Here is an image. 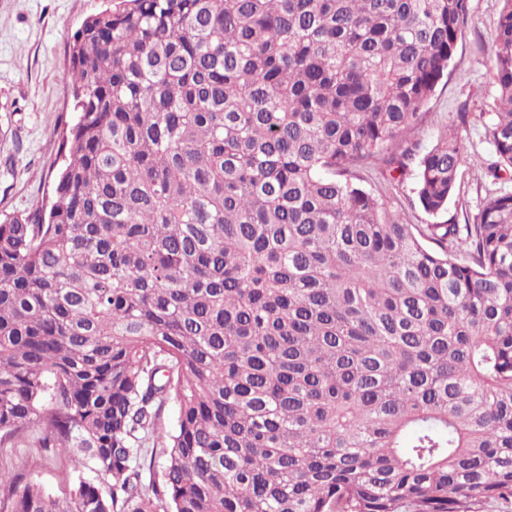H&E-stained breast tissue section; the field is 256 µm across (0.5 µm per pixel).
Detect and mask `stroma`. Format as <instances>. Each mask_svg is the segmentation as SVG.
<instances>
[{
  "label": "stroma",
  "instance_id": "obj_1",
  "mask_svg": "<svg viewBox=\"0 0 512 512\" xmlns=\"http://www.w3.org/2000/svg\"><path fill=\"white\" fill-rule=\"evenodd\" d=\"M104 6L105 0H0V221L27 215L54 195L60 144L75 119L69 44L82 22ZM502 6L503 0H470L471 21L449 76L425 105L412 139L420 154L440 131L459 128L466 159L460 189L448 202V214L459 224L472 223L487 194L512 193V170L496 178L488 172L496 156L486 136L499 96L487 59ZM366 185L389 196L405 223H432L416 201L412 176L399 181L378 166ZM0 470L33 476L54 491L73 477L65 457L41 448H0Z\"/></svg>",
  "mask_w": 512,
  "mask_h": 512
}]
</instances>
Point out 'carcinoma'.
Returning a JSON list of instances; mask_svg holds the SVG:
<instances>
[{"mask_svg":"<svg viewBox=\"0 0 512 512\" xmlns=\"http://www.w3.org/2000/svg\"><path fill=\"white\" fill-rule=\"evenodd\" d=\"M470 0H120L70 44L49 211L0 222V446L58 448L7 512L512 507V193L447 210L465 146L405 148ZM487 125L512 169V0ZM177 428L158 431L164 404ZM165 449L146 484L148 447Z\"/></svg>","mask_w":512,"mask_h":512,"instance_id":"obj_1","label":"carcinoma"}]
</instances>
